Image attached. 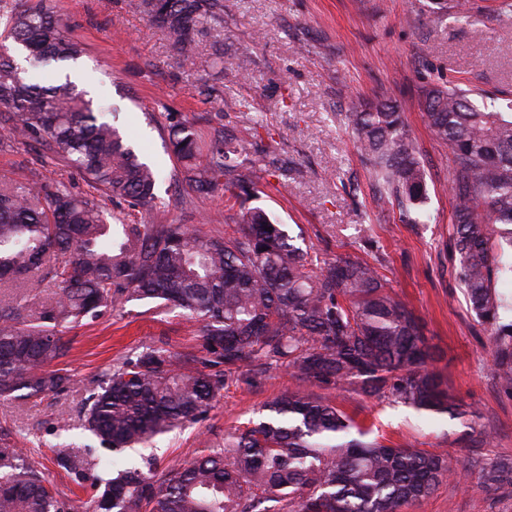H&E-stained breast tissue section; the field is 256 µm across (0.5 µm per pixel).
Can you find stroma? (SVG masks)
<instances>
[{
	"label": "stroma",
	"instance_id": "35a3bbf8",
	"mask_svg": "<svg viewBox=\"0 0 512 512\" xmlns=\"http://www.w3.org/2000/svg\"><path fill=\"white\" fill-rule=\"evenodd\" d=\"M470 17L430 11L426 0H224V27L196 37L194 55L178 56L134 0H48L89 47L75 81L119 113L141 157L156 163L168 206L151 224H189L214 238L234 236L235 212L223 194L198 199L183 181L181 161L165 152L170 123L195 124L216 112L217 126L258 148L256 205L285 224L295 244L318 261L352 254L375 265L393 295L419 322L430 363L453 392L476 410L469 417L427 416L389 400L347 391L325 395L388 445L447 451L464 464L512 457V391L491 370L487 333L470 312L450 248L454 198L450 153L425 125L422 93L433 84H460L512 103V15L487 11L486 0H463ZM252 45L250 71L237 55ZM220 86L237 108L203 102V83ZM391 96L402 106L416 157L427 174L425 203L410 216L379 201L380 187L345 114L351 101ZM70 342L58 368L69 389L43 400H1L0 435L27 451L73 512H91L87 492L54 464L66 442L85 453L89 476L110 473L108 459L141 464L139 452L115 454L81 426L86 398L116 362L149 346L194 354L196 322L181 310L134 301L65 333ZM277 368L224 389L196 425L166 434L153 449L159 469L180 467L222 443L226 430L257 419L266 402L294 388ZM414 512H512V492L477 479L441 484Z\"/></svg>",
	"mask_w": 512,
	"mask_h": 512
}]
</instances>
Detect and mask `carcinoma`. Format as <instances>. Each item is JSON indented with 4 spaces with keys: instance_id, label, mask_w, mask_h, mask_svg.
Segmentation results:
<instances>
[{
    "instance_id": "cac0c4a2",
    "label": "carcinoma",
    "mask_w": 512,
    "mask_h": 512,
    "mask_svg": "<svg viewBox=\"0 0 512 512\" xmlns=\"http://www.w3.org/2000/svg\"><path fill=\"white\" fill-rule=\"evenodd\" d=\"M138 7L182 56L196 49L205 22H224V0H139ZM0 151L40 147L77 171V195L40 168L17 184L0 176V282L25 292L0 300V399H44L69 377L52 364L68 352L64 333L107 309L151 300L199 323L200 355L146 347L117 363L83 406V428L116 452L204 417L244 366L255 375L285 367L296 388L266 403L267 415L224 435V446L157 474L154 458L90 483L92 512H407L471 468L446 453L384 444L315 389L386 398L417 411L462 414L459 400L427 368L432 352L412 313L369 262L338 255L321 266L284 225L250 201L256 175L246 143L212 126L209 162L195 164L201 134L168 126V147L200 197L223 191L238 204V235L217 239L184 224H143L165 208L159 172L56 70L40 84L11 55L63 66L87 47L44 0H0ZM459 85L424 91L427 126L451 154L455 200L450 243L469 309L489 335L492 366L512 389V322L501 321L497 282L512 273V112L476 105ZM347 120L387 199L402 214L426 198L401 105L392 98L352 103ZM108 199L118 207L109 212ZM46 283L55 301L32 310ZM57 466L87 481L70 448ZM481 483L512 488V458L478 464ZM43 472L17 448H0V512H70Z\"/></svg>"
}]
</instances>
